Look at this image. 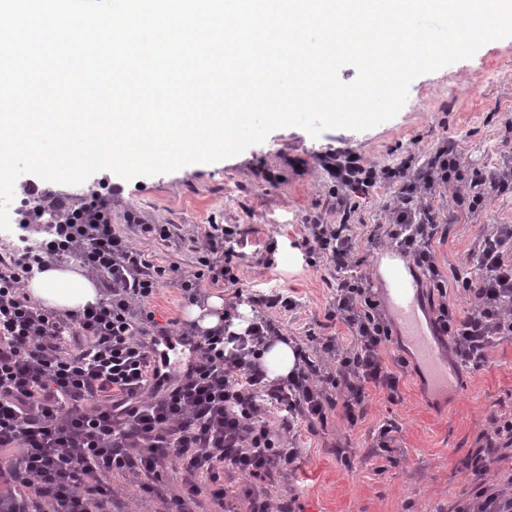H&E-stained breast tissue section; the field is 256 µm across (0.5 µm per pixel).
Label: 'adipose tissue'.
Returning <instances> with one entry per match:
<instances>
[{
  "mask_svg": "<svg viewBox=\"0 0 512 512\" xmlns=\"http://www.w3.org/2000/svg\"><path fill=\"white\" fill-rule=\"evenodd\" d=\"M26 290L45 307L70 311L97 302L100 298L94 282L70 266H51L27 282Z\"/></svg>",
  "mask_w": 512,
  "mask_h": 512,
  "instance_id": "obj_1",
  "label": "adipose tissue"
}]
</instances>
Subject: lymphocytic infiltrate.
<instances>
[{"mask_svg":"<svg viewBox=\"0 0 512 512\" xmlns=\"http://www.w3.org/2000/svg\"><path fill=\"white\" fill-rule=\"evenodd\" d=\"M328 169L340 208L350 194L391 189L389 221L378 239L400 249L425 278L433 327L456 365L478 368L488 348L512 339V224L493 225L467 254V271L457 278L470 305L462 316L436 262L433 244L447 238L448 227L431 202L450 186L458 208L477 212L512 174L465 180L451 143L417 169L408 161L366 165L352 154L331 155ZM67 210L39 247L21 238L11 263L0 267V512H112L116 475L133 476L139 492L159 497L168 512H194L204 498L209 512H295L294 499L276 503L269 495L298 467L299 451L286 434L302 427L317 433L336 411L356 425L370 385L398 399L399 377L384 362L392 324L364 258L355 254L349 225H306L302 244L336 267L326 319L346 326L350 341L307 337L295 346V369L272 379L260 349L282 339L277 321L254 317L241 334L228 325L243 296L236 225L212 224L193 236L196 262L189 270L175 262L154 265L110 220L87 224L81 206ZM72 255L102 277V298L62 313L36 304L23 283ZM167 284L192 305L204 302L205 287L233 291L224 323L178 328L193 342L194 359L169 387L153 360L157 323L149 306ZM328 360L333 370H324ZM272 408L279 424L266 418ZM492 424L474 454L476 492L451 512H512V476L483 482L494 449L512 447V420ZM169 469L181 480L172 493L163 483Z\"/></svg>","mask_w":512,"mask_h":512,"instance_id":"f902f5d3","label":"lymphocytic infiltrate"}]
</instances>
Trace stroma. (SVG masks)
<instances>
[{
    "mask_svg": "<svg viewBox=\"0 0 512 512\" xmlns=\"http://www.w3.org/2000/svg\"><path fill=\"white\" fill-rule=\"evenodd\" d=\"M445 142L457 145L465 173L512 169V37L417 77L400 112L372 129H334L315 138L299 127L278 128L215 163L130 180L101 170L81 189H109L113 225L161 266H190L195 254L183 243L141 239L129 217L174 225L185 236L210 224L238 225L239 286L252 298L253 314H269L284 336L300 339L320 332L337 276L328 261L310 262L301 244L305 225H350L371 263L378 249L368 236L387 220L384 188L351 197L346 210H337L325 156L352 153L363 163L390 167L411 159L422 166ZM495 224H512V188L491 193L479 214H457L447 240L434 246L441 270L451 278L461 273L467 252ZM270 287L291 295L296 308L256 303V295ZM405 357L408 365L400 368L393 353L385 355L400 378L396 401L368 387V410L356 426L337 412L318 434L302 435L300 468L278 488L279 495L296 496V512H445L472 493L470 457L493 418L512 415V340L489 348L478 369H460L443 395L423 381L413 350ZM388 421L398 427L397 441L394 451L383 452L374 438Z\"/></svg>",
    "mask_w": 512,
    "mask_h": 512,
    "instance_id": "obj_1",
    "label": "stroma"
}]
</instances>
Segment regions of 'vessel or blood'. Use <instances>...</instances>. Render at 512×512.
<instances>
[{"mask_svg":"<svg viewBox=\"0 0 512 512\" xmlns=\"http://www.w3.org/2000/svg\"><path fill=\"white\" fill-rule=\"evenodd\" d=\"M385 256L392 259L393 264L380 278L384 286V304L398 323L399 335L410 339L432 387L446 389L452 383V373L441 359L431 323L422 320L420 316L423 302L417 283L395 266L394 261L399 256L397 249H387ZM189 354V344L179 338L157 339L153 350L156 363L166 369L180 365Z\"/></svg>","mask_w":512,"mask_h":512,"instance_id":"obj_1","label":"vessel or blood"}]
</instances>
